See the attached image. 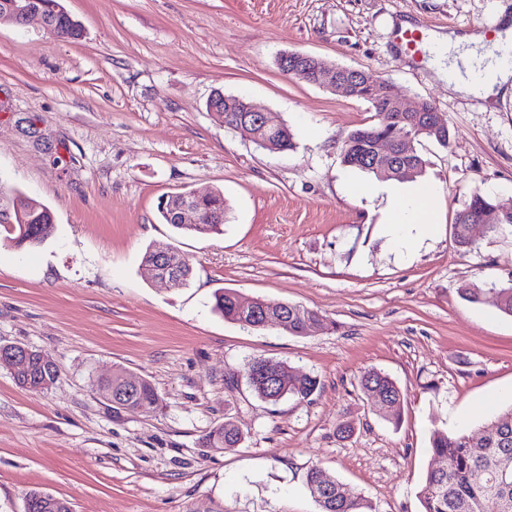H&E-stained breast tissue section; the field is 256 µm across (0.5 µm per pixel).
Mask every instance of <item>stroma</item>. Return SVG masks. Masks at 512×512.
<instances>
[{"instance_id": "1", "label": "stroma", "mask_w": 512, "mask_h": 512, "mask_svg": "<svg viewBox=\"0 0 512 512\" xmlns=\"http://www.w3.org/2000/svg\"><path fill=\"white\" fill-rule=\"evenodd\" d=\"M78 41L38 20L0 24V345L42 351L55 383L18 387L0 367V512L45 490L74 512H319L306 473L320 467L375 512H421L434 430L480 432L512 404V316L464 301L468 282L512 285V234L452 224L474 193L512 208V91L493 102L450 89L432 63L413 69L392 42L402 21L492 39L512 0H65ZM299 50L432 102L448 147L424 140L419 181L345 168L349 133L370 103L289 78ZM244 95L295 133L271 154L226 130L206 103ZM435 191L431 223L394 246L392 197ZM219 189L224 231L175 234L161 197ZM48 206L42 245L6 239L15 197ZM186 258L170 287L141 274L149 246ZM318 310L293 336L212 310L217 290ZM256 357L317 377L311 400L271 404L247 384ZM124 369L160 395L149 411L113 410L94 383ZM388 374L404 394L391 423L360 376ZM234 421L243 442L202 439ZM352 435H336L339 422Z\"/></svg>"}]
</instances>
